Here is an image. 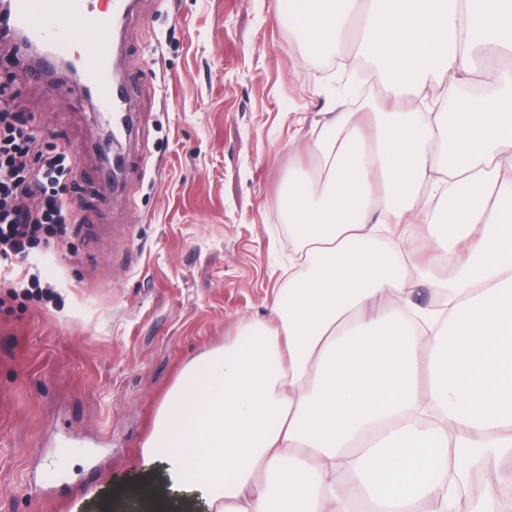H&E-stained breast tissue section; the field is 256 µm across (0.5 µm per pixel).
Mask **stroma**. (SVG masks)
Instances as JSON below:
<instances>
[{"instance_id":"1","label":"stroma","mask_w":512,"mask_h":512,"mask_svg":"<svg viewBox=\"0 0 512 512\" xmlns=\"http://www.w3.org/2000/svg\"><path fill=\"white\" fill-rule=\"evenodd\" d=\"M126 164L100 182L97 105L72 84L10 85L45 140L74 151L71 238L14 260L54 296L0 310V512H70L134 478L181 368L271 315L295 275L279 200L313 167L306 134L352 105L340 75L294 34L288 0H137L118 33Z\"/></svg>"}]
</instances>
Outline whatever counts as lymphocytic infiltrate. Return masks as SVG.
Segmentation results:
<instances>
[{"instance_id": "1", "label": "lymphocytic infiltrate", "mask_w": 512, "mask_h": 512, "mask_svg": "<svg viewBox=\"0 0 512 512\" xmlns=\"http://www.w3.org/2000/svg\"><path fill=\"white\" fill-rule=\"evenodd\" d=\"M16 107L0 87V262L64 240L77 219L71 150L43 142Z\"/></svg>"}]
</instances>
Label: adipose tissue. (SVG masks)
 Returning a JSON list of instances; mask_svg holds the SVG:
<instances>
[{
  "instance_id": "adipose-tissue-1",
  "label": "adipose tissue",
  "mask_w": 512,
  "mask_h": 512,
  "mask_svg": "<svg viewBox=\"0 0 512 512\" xmlns=\"http://www.w3.org/2000/svg\"><path fill=\"white\" fill-rule=\"evenodd\" d=\"M288 19L349 72L383 65L392 106L311 129L282 199L301 271L273 318L188 362L137 481L72 512H451L476 469L472 512L512 498L486 465L512 456V0H291ZM418 280L440 306L412 303Z\"/></svg>"
}]
</instances>
